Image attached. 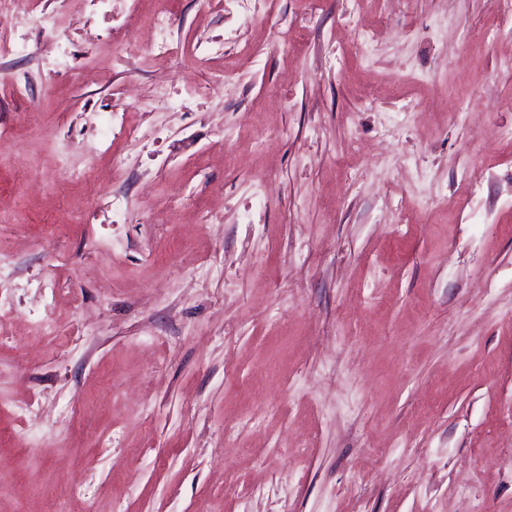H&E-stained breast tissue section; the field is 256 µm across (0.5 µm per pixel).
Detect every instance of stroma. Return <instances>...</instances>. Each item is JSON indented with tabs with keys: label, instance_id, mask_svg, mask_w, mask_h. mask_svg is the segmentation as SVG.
Listing matches in <instances>:
<instances>
[{
	"label": "stroma",
	"instance_id": "35a3bbf8",
	"mask_svg": "<svg viewBox=\"0 0 512 512\" xmlns=\"http://www.w3.org/2000/svg\"><path fill=\"white\" fill-rule=\"evenodd\" d=\"M36 2L0 20V512H512V12L173 0L224 49L155 59L154 0Z\"/></svg>",
	"mask_w": 512,
	"mask_h": 512
}]
</instances>
